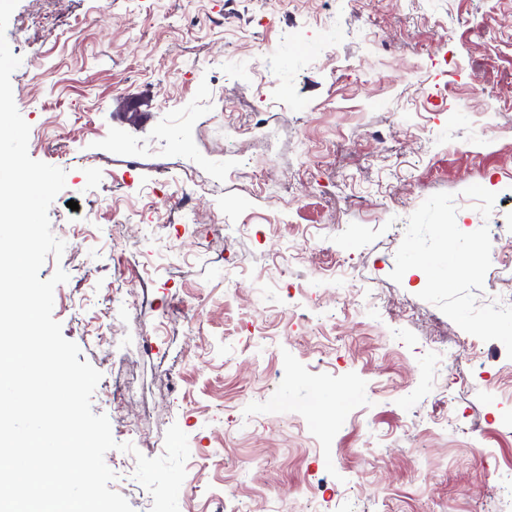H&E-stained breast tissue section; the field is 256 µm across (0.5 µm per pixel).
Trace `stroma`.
<instances>
[{"label": "stroma", "instance_id": "35a3bbf8", "mask_svg": "<svg viewBox=\"0 0 512 512\" xmlns=\"http://www.w3.org/2000/svg\"><path fill=\"white\" fill-rule=\"evenodd\" d=\"M6 39L28 153L66 173L53 317L117 442L187 434L179 512H512V360L445 364L465 331L390 277L432 194L512 227V0H19ZM127 459L111 488L151 512Z\"/></svg>", "mask_w": 512, "mask_h": 512}]
</instances>
